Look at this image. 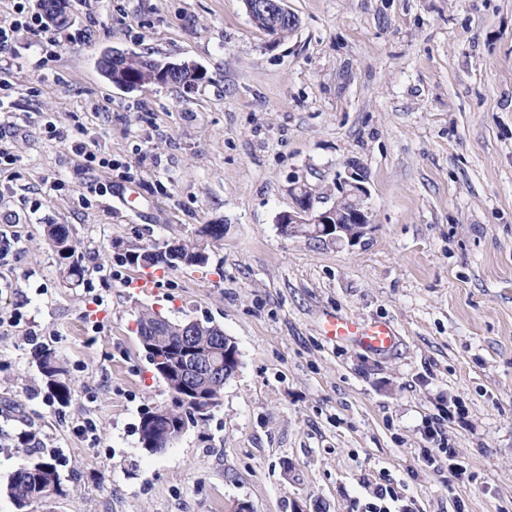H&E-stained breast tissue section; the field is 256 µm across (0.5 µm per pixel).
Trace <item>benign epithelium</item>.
<instances>
[{
	"label": "benign epithelium",
	"instance_id": "obj_1",
	"mask_svg": "<svg viewBox=\"0 0 512 512\" xmlns=\"http://www.w3.org/2000/svg\"><path fill=\"white\" fill-rule=\"evenodd\" d=\"M246 7L250 14L255 12L268 17L272 27L284 20L298 24L296 16L286 7V0H250ZM130 58L131 55L114 50L101 57L99 67L110 78L112 66ZM185 67H192V63L164 60L142 62V71L155 76L157 82L172 79ZM335 189L332 203L319 206L306 184L295 185L294 206L279 218L282 230L290 236L326 237L342 246H354L360 242L371 229L370 212L366 205L369 188L360 163L350 161L344 171L336 174ZM192 325L194 322L191 321L180 327L176 338L178 349L170 348L166 354L155 352V362L165 383L170 386L176 380L181 383L183 390L196 395L194 404L180 395L174 396L179 425L183 431L215 408L216 401L207 393L214 381H228L235 376L239 367L238 355L233 353L234 342L229 337H224L222 349L216 345L201 347L190 339L193 335Z\"/></svg>",
	"mask_w": 512,
	"mask_h": 512
}]
</instances>
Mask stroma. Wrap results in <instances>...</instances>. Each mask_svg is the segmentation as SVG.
Returning a JSON list of instances; mask_svg holds the SVG:
<instances>
[{"label":"stroma","mask_w":512,"mask_h":512,"mask_svg":"<svg viewBox=\"0 0 512 512\" xmlns=\"http://www.w3.org/2000/svg\"><path fill=\"white\" fill-rule=\"evenodd\" d=\"M288 7L299 26L275 42L245 0H69L73 42L22 29L0 53L20 155L0 170L16 240L0 269V512H19L5 487L28 449L67 490L39 512H365L379 484L414 512H512V0ZM109 48L206 77L124 90L98 67ZM80 127L114 169L72 153ZM352 160L370 190L361 242L281 232L295 182L333 192ZM99 181L111 194L90 193ZM49 224L68 225L80 278ZM207 224L224 237L206 267L137 261ZM146 272L153 290L127 288ZM145 308L217 324L240 354L208 420L159 453L138 425L173 395L137 336ZM329 313L390 322L396 344L329 339ZM45 347L69 404L43 381ZM430 428L468 487L422 468ZM40 372L52 397L58 402L67 404L72 397V386L60 359L49 348L39 352L37 356Z\"/></svg>","instance_id":"stroma-1"}]
</instances>
